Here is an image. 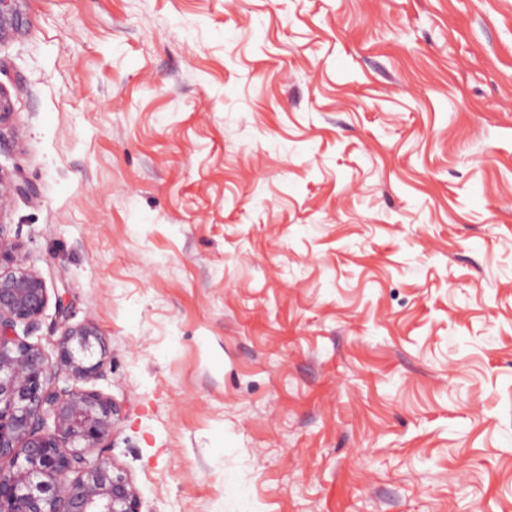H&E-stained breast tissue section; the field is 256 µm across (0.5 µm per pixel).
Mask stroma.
Here are the masks:
<instances>
[{"label": "stroma", "mask_w": 512, "mask_h": 512, "mask_svg": "<svg viewBox=\"0 0 512 512\" xmlns=\"http://www.w3.org/2000/svg\"><path fill=\"white\" fill-rule=\"evenodd\" d=\"M20 8L0 223L140 512H512V0Z\"/></svg>", "instance_id": "obj_1"}]
</instances>
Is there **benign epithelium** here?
Masks as SVG:
<instances>
[{
	"mask_svg": "<svg viewBox=\"0 0 512 512\" xmlns=\"http://www.w3.org/2000/svg\"><path fill=\"white\" fill-rule=\"evenodd\" d=\"M19 0H0V38L22 28ZM33 193L0 175V205ZM49 301L41 274L26 265L0 225V512H140L132 481L96 453L122 411L93 389L56 380L99 375L105 349L92 324L65 328L56 360L29 341Z\"/></svg>",
	"mask_w": 512,
	"mask_h": 512,
	"instance_id": "7a95c632",
	"label": "benign epithelium"
}]
</instances>
